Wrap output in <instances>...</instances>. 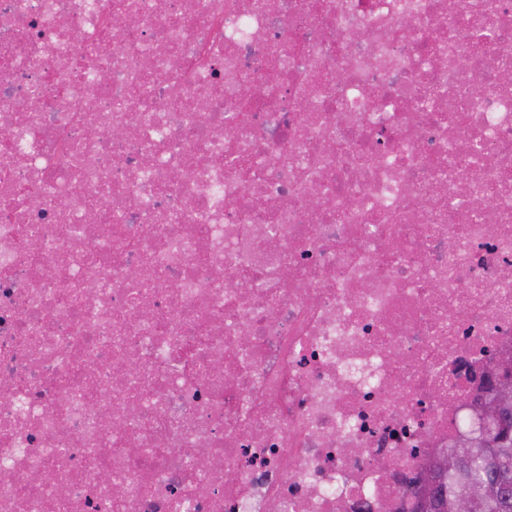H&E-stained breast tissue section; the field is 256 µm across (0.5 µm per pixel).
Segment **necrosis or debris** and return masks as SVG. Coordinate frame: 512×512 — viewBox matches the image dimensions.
<instances>
[{
	"label": "necrosis or debris",
	"instance_id": "obj_1",
	"mask_svg": "<svg viewBox=\"0 0 512 512\" xmlns=\"http://www.w3.org/2000/svg\"><path fill=\"white\" fill-rule=\"evenodd\" d=\"M507 350L512 0H0V512H400Z\"/></svg>",
	"mask_w": 512,
	"mask_h": 512
}]
</instances>
